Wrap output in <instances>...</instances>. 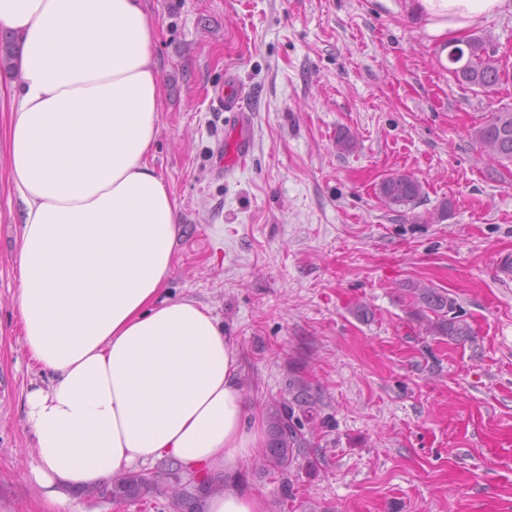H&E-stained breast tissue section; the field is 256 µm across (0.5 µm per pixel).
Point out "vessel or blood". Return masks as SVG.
Wrapping results in <instances>:
<instances>
[{
	"label": "vessel or blood",
	"mask_w": 512,
	"mask_h": 512,
	"mask_svg": "<svg viewBox=\"0 0 512 512\" xmlns=\"http://www.w3.org/2000/svg\"><path fill=\"white\" fill-rule=\"evenodd\" d=\"M241 94L234 81L224 84V126L227 135L224 139L223 168L225 174L232 172L244 163L255 143L253 116L241 104Z\"/></svg>",
	"instance_id": "b4317fda"
}]
</instances>
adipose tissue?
Instances as JSON below:
<instances>
[{
	"label": "adipose tissue",
	"instance_id": "1",
	"mask_svg": "<svg viewBox=\"0 0 512 512\" xmlns=\"http://www.w3.org/2000/svg\"><path fill=\"white\" fill-rule=\"evenodd\" d=\"M460 35L505 0H420ZM19 40L5 131L19 204L21 338L48 376L28 388L32 474L53 503L147 461L211 476L205 512H267L241 460V355L211 309L167 293L179 206L150 158L163 88L143 0H0Z\"/></svg>",
	"mask_w": 512,
	"mask_h": 512
}]
</instances>
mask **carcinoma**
Wrapping results in <instances>:
<instances>
[{
    "mask_svg": "<svg viewBox=\"0 0 512 512\" xmlns=\"http://www.w3.org/2000/svg\"><path fill=\"white\" fill-rule=\"evenodd\" d=\"M467 49L462 57L448 64V72L454 79L487 93L496 91L502 81L501 69L495 60L484 55L483 43L475 38L466 41ZM17 38L10 35L0 39V69L13 68L16 58ZM475 138L492 152L491 159L512 163V112H493L474 131ZM423 194L421 181L409 173H394L384 178L377 187L376 195L386 205H409ZM414 315L425 324V331L432 336H445L448 341L461 344L471 339V328L466 320L455 314L456 301L448 293L426 286H412ZM288 401L269 407L267 412L268 441L261 466L285 470L292 466L301 450L308 447L302 432V422L296 411L312 415L319 408V397L309 383L300 376L289 384ZM112 500L134 503L150 492L170 498L174 512H201L202 495L206 494V482L193 478L183 479L180 469L167 468L152 473L129 472L114 480Z\"/></svg>",
    "mask_w": 512,
    "mask_h": 512,
    "instance_id": "carcinoma-1",
    "label": "carcinoma"
}]
</instances>
